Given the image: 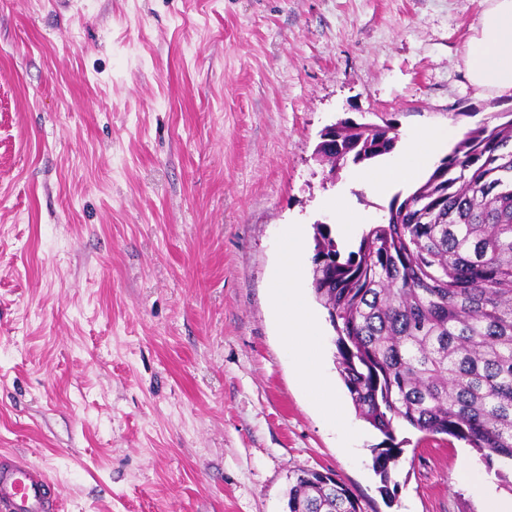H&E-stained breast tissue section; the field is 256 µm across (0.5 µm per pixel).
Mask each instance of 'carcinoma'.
<instances>
[{"mask_svg":"<svg viewBox=\"0 0 512 512\" xmlns=\"http://www.w3.org/2000/svg\"><path fill=\"white\" fill-rule=\"evenodd\" d=\"M395 144L389 127L341 122L331 156L356 164ZM315 240L314 292L359 415L389 439L401 421L512 463V120L469 130L347 257L327 225ZM400 453L374 456L383 482ZM289 481L288 512H363L313 469Z\"/></svg>","mask_w":512,"mask_h":512,"instance_id":"obj_1","label":"carcinoma"}]
</instances>
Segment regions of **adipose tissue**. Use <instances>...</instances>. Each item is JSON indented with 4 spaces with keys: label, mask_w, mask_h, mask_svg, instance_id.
Segmentation results:
<instances>
[{
    "label": "adipose tissue",
    "mask_w": 512,
    "mask_h": 512,
    "mask_svg": "<svg viewBox=\"0 0 512 512\" xmlns=\"http://www.w3.org/2000/svg\"><path fill=\"white\" fill-rule=\"evenodd\" d=\"M466 74L479 91L512 94V0H485L476 33L465 47ZM457 128L427 127L406 138L402 151L376 170L353 172L368 191L382 195L394 184L419 177L444 145L458 138ZM302 234L289 226L270 301L280 323L281 341L299 382L323 417L345 427L336 386L323 371L319 315L300 292Z\"/></svg>",
    "instance_id": "obj_1"
}]
</instances>
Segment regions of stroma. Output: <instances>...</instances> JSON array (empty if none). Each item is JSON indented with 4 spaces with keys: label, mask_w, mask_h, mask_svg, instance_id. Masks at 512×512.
Instances as JSON below:
<instances>
[{
    "label": "stroma",
    "mask_w": 512,
    "mask_h": 512,
    "mask_svg": "<svg viewBox=\"0 0 512 512\" xmlns=\"http://www.w3.org/2000/svg\"><path fill=\"white\" fill-rule=\"evenodd\" d=\"M484 0H0V450L63 512H284L294 470L365 512H489L512 471L358 413L321 315L348 440L281 347L285 228L377 196L315 157L341 120L396 136L512 118L471 86ZM400 448L389 484L375 449Z\"/></svg>",
    "instance_id": "obj_1"
}]
</instances>
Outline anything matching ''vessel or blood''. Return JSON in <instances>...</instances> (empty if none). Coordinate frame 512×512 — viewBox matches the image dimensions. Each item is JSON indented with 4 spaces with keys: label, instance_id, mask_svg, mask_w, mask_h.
<instances>
[{
    "label": "vessel or blood",
    "instance_id": "b4317fda",
    "mask_svg": "<svg viewBox=\"0 0 512 512\" xmlns=\"http://www.w3.org/2000/svg\"><path fill=\"white\" fill-rule=\"evenodd\" d=\"M51 482L17 456L0 455V512H55Z\"/></svg>",
    "mask_w": 512,
    "mask_h": 512
}]
</instances>
